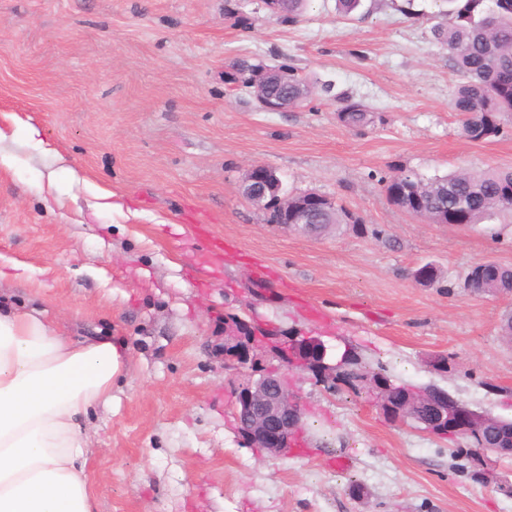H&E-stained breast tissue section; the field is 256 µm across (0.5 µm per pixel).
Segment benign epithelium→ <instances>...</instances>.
<instances>
[{"label":"benign epithelium","mask_w":512,"mask_h":512,"mask_svg":"<svg viewBox=\"0 0 512 512\" xmlns=\"http://www.w3.org/2000/svg\"><path fill=\"white\" fill-rule=\"evenodd\" d=\"M271 81L282 89V94L258 101L266 112L288 111V76L274 75ZM246 198L265 209L270 200L277 201L275 224L290 231L312 232L327 224L336 202L319 193L288 194L275 172L263 164L248 167L242 181ZM279 360L289 369L309 373L321 383L334 382L336 367L326 363V348L316 336L297 334L285 336L275 330L262 335L248 322L234 318L224 322V365L244 367L263 354ZM359 390L381 412L389 414L396 423H403L399 411L415 404L430 409L420 431L434 435L448 428L462 436L475 439L486 425L483 414L472 409L445 391H425L408 387L398 391L380 380H363ZM234 417L244 443L271 457H285L298 448L302 408L291 383L275 370L264 372L259 379L247 380L235 397ZM512 459V438L502 441L497 448L478 449V462L492 464V459Z\"/></svg>","instance_id":"obj_1"}]
</instances>
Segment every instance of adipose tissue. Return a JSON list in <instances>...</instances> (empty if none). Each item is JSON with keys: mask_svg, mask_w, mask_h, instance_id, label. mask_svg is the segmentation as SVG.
<instances>
[{"mask_svg": "<svg viewBox=\"0 0 512 512\" xmlns=\"http://www.w3.org/2000/svg\"><path fill=\"white\" fill-rule=\"evenodd\" d=\"M123 354L0 311V512H94L79 419L112 402Z\"/></svg>", "mask_w": 512, "mask_h": 512, "instance_id": "ef3b65f1", "label": "adipose tissue"}]
</instances>
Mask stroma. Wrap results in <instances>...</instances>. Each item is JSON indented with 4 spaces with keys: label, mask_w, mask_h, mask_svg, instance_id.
<instances>
[{
    "label": "stroma",
    "mask_w": 512,
    "mask_h": 512,
    "mask_svg": "<svg viewBox=\"0 0 512 512\" xmlns=\"http://www.w3.org/2000/svg\"><path fill=\"white\" fill-rule=\"evenodd\" d=\"M445 23L440 0H363L348 16L312 0L294 24L260 0H0V127L13 133L0 151L15 158L0 166V307L124 348L111 405L83 421L95 512H512L497 487L512 461L483 479L453 443L306 375L289 376L300 447L258 456L232 415L252 370L224 365V318L238 316L319 337L328 363L348 351L512 419V293L464 288L477 262L512 267V220L432 224L382 181L512 168V120L489 141L462 134ZM240 60L295 65L310 98L262 111L226 79ZM342 92L373 124L337 120ZM253 163L286 191L335 199L362 230L271 224L242 194ZM427 264L436 281L416 283Z\"/></svg>",
    "instance_id": "obj_1"
}]
</instances>
